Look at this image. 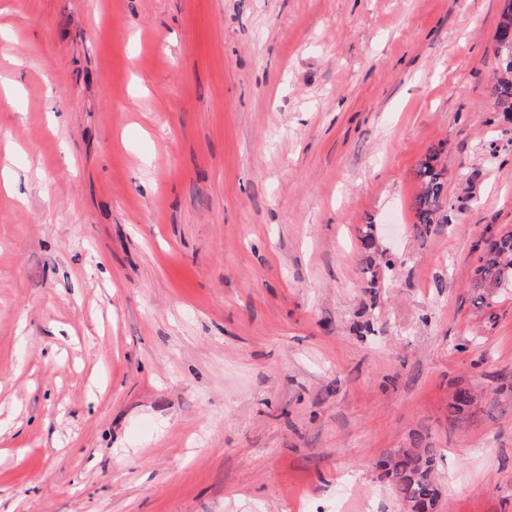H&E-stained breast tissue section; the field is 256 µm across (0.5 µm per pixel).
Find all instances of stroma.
<instances>
[{
  "label": "stroma",
  "instance_id": "35a3bbf8",
  "mask_svg": "<svg viewBox=\"0 0 512 512\" xmlns=\"http://www.w3.org/2000/svg\"><path fill=\"white\" fill-rule=\"evenodd\" d=\"M502 5L0 0V512H403L415 432L436 512H512ZM499 62L501 72L491 80L488 94L491 101L502 108L503 120L512 122V61L504 55ZM446 148L447 143L441 142L417 166L415 174L422 183V190L413 201L416 226L427 228L436 224L442 212L445 170L439 167L438 160ZM360 242L365 250L366 257L362 273L368 285V288H377V268L383 262V255L377 256L375 252V236L372 224L365 225V229L361 232ZM475 249L479 252L478 265L470 288L477 294V303L488 308L492 305V291L499 282L505 278L512 281V232L497 231L493 240L480 237ZM511 281L503 280L501 288H511ZM476 401L475 393L466 387L457 388L448 403V414L454 420L462 421L468 418L470 408ZM410 448L390 451L383 460L384 470L398 500H418L423 507L433 508L437 487L435 457L432 448L423 444V436L415 433Z\"/></svg>",
  "mask_w": 512,
  "mask_h": 512
}]
</instances>
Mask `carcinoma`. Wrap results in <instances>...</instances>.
<instances>
[{
  "mask_svg": "<svg viewBox=\"0 0 512 512\" xmlns=\"http://www.w3.org/2000/svg\"><path fill=\"white\" fill-rule=\"evenodd\" d=\"M501 72L489 84V98L502 108L503 120L512 122V61L508 57L500 60ZM447 143L442 142L431 150L416 169V177L422 183V190L413 201L415 224L428 227L437 223L443 209L444 168L439 166L440 155ZM360 242L366 257L362 273L370 288L377 287V268L380 264H392L375 252L373 225H365ZM478 265L470 288L477 294V303L491 307L492 291L505 278L512 280V232L497 233L493 240L477 242ZM476 401L475 393L466 387L457 388L448 403V414L457 421L468 418L470 408ZM384 470L393 491L400 502L416 500L423 507H433L434 491L437 487L435 457L432 449L423 444L419 433L411 438L408 448H399L387 453Z\"/></svg>",
  "mask_w": 512,
  "mask_h": 512,
  "instance_id": "obj_1",
  "label": "carcinoma"
}]
</instances>
